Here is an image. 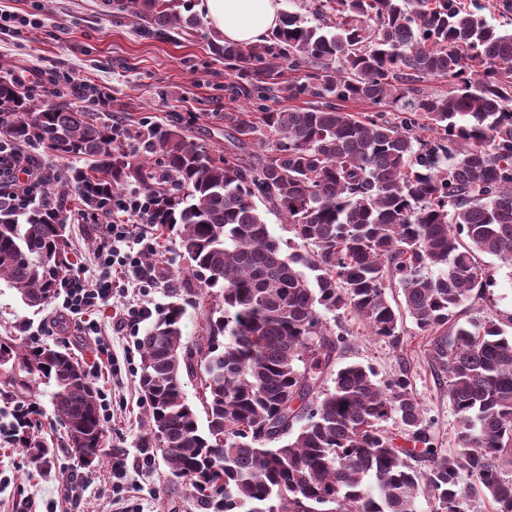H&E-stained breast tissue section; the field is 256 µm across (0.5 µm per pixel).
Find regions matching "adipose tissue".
<instances>
[{
    "label": "adipose tissue",
    "instance_id": "ef3b65f1",
    "mask_svg": "<svg viewBox=\"0 0 512 512\" xmlns=\"http://www.w3.org/2000/svg\"><path fill=\"white\" fill-rule=\"evenodd\" d=\"M281 0H200L199 12L225 41L256 44L279 23Z\"/></svg>",
    "mask_w": 512,
    "mask_h": 512
}]
</instances>
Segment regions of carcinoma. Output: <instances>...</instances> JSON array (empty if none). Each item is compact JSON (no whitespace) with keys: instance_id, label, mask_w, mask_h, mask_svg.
<instances>
[{"instance_id":"obj_1","label":"carcinoma","mask_w":512,"mask_h":512,"mask_svg":"<svg viewBox=\"0 0 512 512\" xmlns=\"http://www.w3.org/2000/svg\"><path fill=\"white\" fill-rule=\"evenodd\" d=\"M159 36L197 26L173 0H126ZM316 23L284 10L267 43L213 51L264 94L283 65L311 67L292 96L337 103L224 113L222 153L156 126L148 158L122 148L112 125L67 105L42 107L0 78V131L84 161L71 176L92 206L131 181L162 195L153 223L177 229L188 272L223 300L207 318V346L183 341V308L158 313L139 341L148 426L172 474L197 492L224 481V508L242 512H464L481 492L512 512V331L503 322L457 319L482 295L486 254L512 263V32L487 24L461 0H313ZM446 79V94L420 84ZM380 107L349 112L343 103ZM277 211L294 240L269 231L256 201ZM66 224L48 208H0V280L29 307L47 305L72 270ZM402 290L431 357L447 376L457 448L432 447L402 373L388 381L358 362L333 373L343 334L323 313L350 310L372 336L395 343L399 315L386 289ZM53 381V406L78 454L101 458L98 393L80 362L51 347L0 339V365ZM199 377L201 409L184 397ZM205 426L199 425V414ZM36 410L14 418L13 436L40 470L51 449ZM397 418L414 456L383 422Z\"/></svg>"}]
</instances>
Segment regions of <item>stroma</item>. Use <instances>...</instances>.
Returning a JSON list of instances; mask_svg holds the SVG:
<instances>
[{"instance_id": "1", "label": "stroma", "mask_w": 512, "mask_h": 512, "mask_svg": "<svg viewBox=\"0 0 512 512\" xmlns=\"http://www.w3.org/2000/svg\"><path fill=\"white\" fill-rule=\"evenodd\" d=\"M0 11L34 14L41 20L39 27L20 33L0 31V73L34 84L31 97L37 102L67 104L95 113L102 121L120 123L129 132L125 148L134 154L142 153L148 129L158 124L181 128L190 142L218 151L227 146L225 113L315 103L306 95L294 99L276 91L261 99L241 92L240 80L212 54L210 45L218 37L205 21L192 35L166 38L144 32L135 17L118 9L116 0H0ZM69 75L92 80L89 97L73 94L65 81ZM57 205L76 269L87 281H96L100 270L95 253L104 224L78 220L77 190H70ZM154 244L155 288L145 292L122 283L113 288L108 303L81 319L67 315L58 298L43 309L30 308L15 289L0 282V338H12L27 348L67 350L83 364L112 413L103 423L101 461L90 468L80 466L53 412V383L33 377L30 390L21 394L10 382V365L0 366V512H122L123 506L112 496V469L119 462L130 466L144 448L153 450L155 462L143 472L130 468L126 504L133 512H224L223 492L199 496L188 481L171 474L148 437L149 404L139 385V340L149 321L125 330L117 326L119 313L127 307L143 303L156 312L179 299L185 308L183 337L198 342L208 314L220 305L212 293L184 296L182 271L187 261L174 231L155 237ZM479 264L493 285L481 299L469 302L459 318L507 320L512 317V265L489 255L480 256ZM337 318L325 316L329 322ZM338 319L346 336L336 353V366L369 364L382 380L407 371L427 432L437 447L454 452L457 418L429 357V337L406 315L400 319L395 344L369 335L364 321L353 313ZM31 402L40 410L41 434L53 450L49 463L38 472L25 450L3 435L15 411Z\"/></svg>"}]
</instances>
